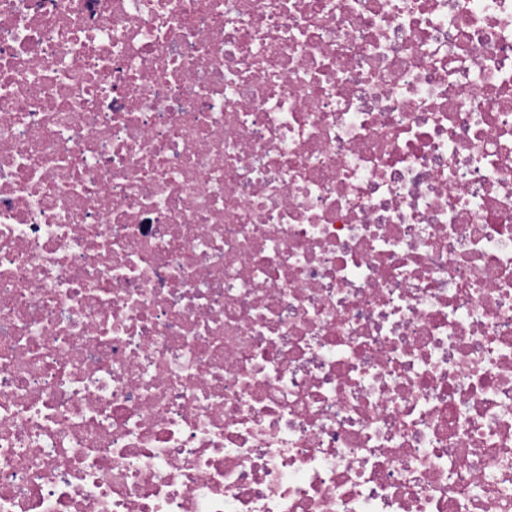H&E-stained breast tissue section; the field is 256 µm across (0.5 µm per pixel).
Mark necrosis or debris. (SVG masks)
Listing matches in <instances>:
<instances>
[{
  "instance_id": "1",
  "label": "necrosis or debris",
  "mask_w": 512,
  "mask_h": 512,
  "mask_svg": "<svg viewBox=\"0 0 512 512\" xmlns=\"http://www.w3.org/2000/svg\"><path fill=\"white\" fill-rule=\"evenodd\" d=\"M0 512H512V0H0Z\"/></svg>"
}]
</instances>
